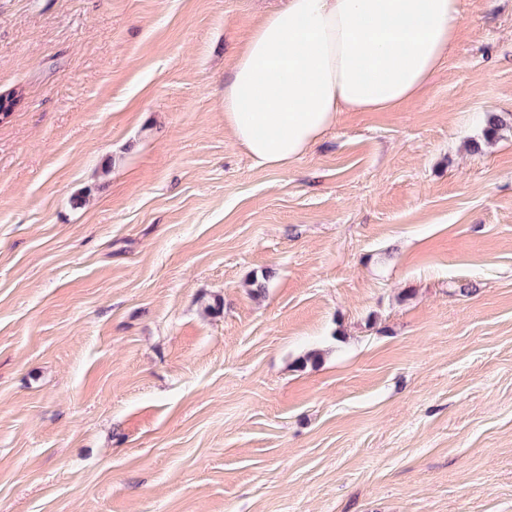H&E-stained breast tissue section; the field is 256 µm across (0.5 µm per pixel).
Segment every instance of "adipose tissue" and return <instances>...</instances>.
<instances>
[{"label":"adipose tissue","instance_id":"adipose-tissue-1","mask_svg":"<svg viewBox=\"0 0 512 512\" xmlns=\"http://www.w3.org/2000/svg\"><path fill=\"white\" fill-rule=\"evenodd\" d=\"M459 0H282L224 80V126L253 160L287 169L343 112H392L447 59Z\"/></svg>","mask_w":512,"mask_h":512}]
</instances>
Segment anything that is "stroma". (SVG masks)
I'll list each match as a JSON object with an SVG mask.
<instances>
[{
  "label": "stroma",
  "instance_id": "35a3bbf8",
  "mask_svg": "<svg viewBox=\"0 0 512 512\" xmlns=\"http://www.w3.org/2000/svg\"><path fill=\"white\" fill-rule=\"evenodd\" d=\"M278 5L0 0V512H512V0L288 169Z\"/></svg>",
  "mask_w": 512,
  "mask_h": 512
}]
</instances>
